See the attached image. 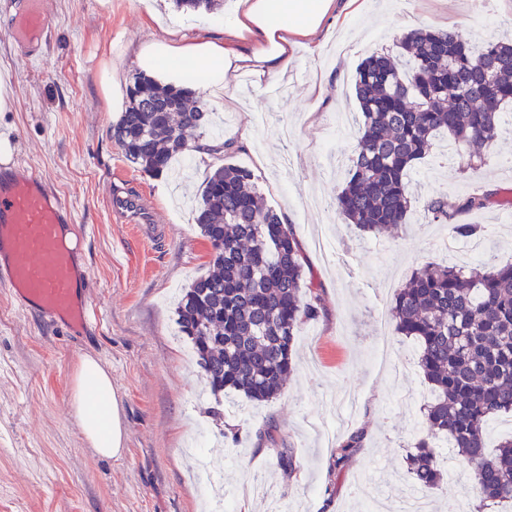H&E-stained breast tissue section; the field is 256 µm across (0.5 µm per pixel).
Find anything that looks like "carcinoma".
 <instances>
[{"label": "carcinoma", "mask_w": 512, "mask_h": 512, "mask_svg": "<svg viewBox=\"0 0 512 512\" xmlns=\"http://www.w3.org/2000/svg\"><path fill=\"white\" fill-rule=\"evenodd\" d=\"M409 67L385 53L359 65L355 95L361 125L349 177L331 206L363 233L385 235L407 223L413 163L444 133L459 145L492 148L503 106L512 102V43L488 41L478 53L455 29H418L400 41ZM190 91L161 87L139 75L130 104L112 125V138L131 163L159 176L190 150L189 138L210 113L189 103ZM495 194H432L425 210L451 236L485 235L481 224H461L463 213L494 203ZM196 224L212 248L209 270L184 289L176 312L179 333L192 344L214 397L230 389L267 402L294 370L298 326L318 316L319 297L303 299L305 259L292 225L259 199L254 177L227 163L203 186ZM463 267L428 262L394 294L396 330L420 346L419 367L434 400L406 457L411 486L431 493L443 481L433 440L448 438L490 512L512 502V439L487 454L488 420L512 412V263ZM277 426L255 433L257 446L276 445ZM362 435L349 436L334 466L345 463Z\"/></svg>", "instance_id": "1"}]
</instances>
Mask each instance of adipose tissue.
Masks as SVG:
<instances>
[{
    "label": "adipose tissue",
    "instance_id": "obj_1",
    "mask_svg": "<svg viewBox=\"0 0 512 512\" xmlns=\"http://www.w3.org/2000/svg\"><path fill=\"white\" fill-rule=\"evenodd\" d=\"M228 7L232 20L219 34L206 28L191 36L182 26L158 19L160 34L139 47L138 66L159 82L223 97L233 110L238 99L229 88L231 77L246 74L259 84L283 72L296 46L336 17V0H229ZM70 413L96 455L124 454L125 428L112 373L94 356L77 360Z\"/></svg>",
    "mask_w": 512,
    "mask_h": 512
}]
</instances>
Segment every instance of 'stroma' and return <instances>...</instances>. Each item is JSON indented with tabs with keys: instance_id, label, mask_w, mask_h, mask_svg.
Masks as SVG:
<instances>
[{
	"instance_id": "stroma-1",
	"label": "stroma",
	"mask_w": 512,
	"mask_h": 512,
	"mask_svg": "<svg viewBox=\"0 0 512 512\" xmlns=\"http://www.w3.org/2000/svg\"><path fill=\"white\" fill-rule=\"evenodd\" d=\"M52 18L42 58H24L0 41V76L10 105L0 112L16 159L44 175L70 206L72 231L86 267L91 320L73 332L18 311L0 290V512H366L376 499L399 512L409 498L403 458L422 428L432 390L418 368L417 343L382 329L396 288L423 262L463 263L449 251L448 227L424 209L435 192L512 191V136L480 164L435 142L413 169L412 207L396 234L374 237L348 225L329 199L343 182L357 141L331 126L356 122L354 80L374 52L399 54L410 30H463L474 46L512 36V7L498 0H369L340 12L315 37L316 52L298 49L288 70L254 86L237 79L239 111L224 129L204 128L194 148L192 189L178 170L153 177L130 163L113 140L114 113L104 108L111 44L126 47L123 72H137L138 46L157 37L145 0H36ZM323 84L322 95L310 88ZM263 114L250 140L240 137L246 112ZM231 142L228 154L199 155L203 142ZM250 169L266 205L288 217L301 244L316 319L303 322L295 371L281 394L252 405L224 400L223 420L209 410L191 344L177 334L176 298L209 269L211 247L195 223L190 190L224 163ZM117 195L146 200L145 220L111 211ZM482 224L481 259L512 262V210L497 205L460 217ZM101 359L121 403L126 451L104 460L85 445L70 416L77 356ZM275 422L295 469L284 475L273 447L255 432ZM233 437H225V428ZM361 448L343 469L337 446L353 432ZM445 479L432 512H476L479 494L446 438L435 441Z\"/></svg>"
}]
</instances>
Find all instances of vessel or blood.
<instances>
[{
    "label": "vessel or blood",
    "instance_id": "obj_1",
    "mask_svg": "<svg viewBox=\"0 0 512 512\" xmlns=\"http://www.w3.org/2000/svg\"><path fill=\"white\" fill-rule=\"evenodd\" d=\"M27 56L40 59L51 21L32 8L18 9ZM73 217L65 202L31 166H0V290L25 312L79 328L88 319L77 248L65 236Z\"/></svg>",
    "mask_w": 512,
    "mask_h": 512
}]
</instances>
